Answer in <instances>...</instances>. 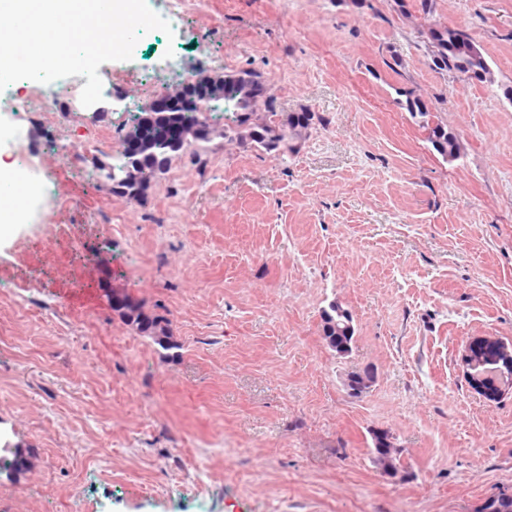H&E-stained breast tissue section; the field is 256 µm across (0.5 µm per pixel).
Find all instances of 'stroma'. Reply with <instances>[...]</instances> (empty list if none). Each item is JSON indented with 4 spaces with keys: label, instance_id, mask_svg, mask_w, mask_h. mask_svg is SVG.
Instances as JSON below:
<instances>
[{
    "label": "stroma",
    "instance_id": "1",
    "mask_svg": "<svg viewBox=\"0 0 512 512\" xmlns=\"http://www.w3.org/2000/svg\"><path fill=\"white\" fill-rule=\"evenodd\" d=\"M188 0L128 68L173 51L187 73L263 72L280 112L317 120L280 159L214 140L138 201L69 165L83 129L71 90L0 111L52 177L49 218L0 235V434L26 468L0 475V512H476L512 492V385L466 377L475 339L512 344V0ZM467 31L496 86L433 70L416 26ZM426 100L459 134L448 163L404 107ZM101 134L155 99L103 88ZM165 316L177 349L135 333L103 292ZM353 316L344 356L321 312ZM369 371L355 393L351 372ZM401 448L404 480L371 458ZM384 438H388L385 432H376L373 434V448L371 452L373 454L374 463L380 469H383V472L391 468H402L400 462L402 451L385 442Z\"/></svg>",
    "mask_w": 512,
    "mask_h": 512
}]
</instances>
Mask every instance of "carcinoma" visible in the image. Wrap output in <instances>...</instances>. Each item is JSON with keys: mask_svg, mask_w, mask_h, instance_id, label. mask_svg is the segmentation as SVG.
Listing matches in <instances>:
<instances>
[{"mask_svg": "<svg viewBox=\"0 0 512 512\" xmlns=\"http://www.w3.org/2000/svg\"><path fill=\"white\" fill-rule=\"evenodd\" d=\"M418 33L423 38L434 70L451 73L463 82L475 78L489 85L496 84L484 49L465 30L426 21L419 25ZM198 80L211 87V97L177 112L172 119L176 124V134L166 137L159 131V122L147 119L151 109L143 108L133 115L132 126L126 133V136L141 142L140 154L134 157L122 152L112 161L97 165V176L111 183L116 194L129 201L136 200L151 181L166 173L175 155L189 152L199 156L216 136L249 142L267 153L283 157L296 151L294 141L311 128L314 113L293 112L284 116L277 111L275 99L266 94L262 74L255 69L213 75L203 71L198 74ZM221 102L226 104L224 111L233 109L241 114L234 135H228L223 129L201 140L194 139L195 129L208 122V114L217 111ZM405 107L408 112L422 118V127L429 130L428 141L443 160L451 163L461 157L459 136L447 125L432 121L431 109L425 100L409 95ZM112 310L118 312L132 330L149 337L161 349L178 348L166 317L148 315L141 307L124 300L112 304ZM321 317L327 346L339 353L348 351L354 330L347 327L351 319L347 310L333 302L322 311ZM386 438L388 435L384 432L374 433L371 449L374 463L385 472L401 466V450L385 442ZM476 512H512V494L489 496Z\"/></svg>", "mask_w": 512, "mask_h": 512, "instance_id": "cac0c4a2", "label": "carcinoma"}]
</instances>
